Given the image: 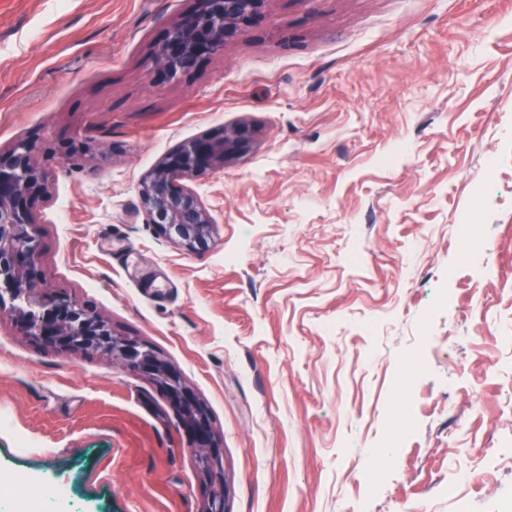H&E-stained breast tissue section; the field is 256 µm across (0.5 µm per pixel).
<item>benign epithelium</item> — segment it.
<instances>
[{"mask_svg":"<svg viewBox=\"0 0 512 512\" xmlns=\"http://www.w3.org/2000/svg\"><path fill=\"white\" fill-rule=\"evenodd\" d=\"M199 8L167 28L156 43L151 63L156 82L180 79L205 58L224 49L263 14L268 0H198ZM255 128L241 122L214 129L181 146L141 180L139 200L144 221L191 253L207 250L214 219L197 194L177 183L209 175L247 154ZM36 145L21 139L0 151V293L12 298L29 294L39 301L34 313H19L20 330L38 344L59 351L100 350L124 367L153 379L182 416L191 450L203 471L218 485L202 512H224L223 454L208 413L179 376L153 350L135 339L118 337L78 301L65 294L38 292L41 242L32 211L43 186Z\"/></svg>","mask_w":512,"mask_h":512,"instance_id":"7a95c632","label":"benign epithelium"}]
</instances>
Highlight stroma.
Listing matches in <instances>:
<instances>
[{"instance_id": "1", "label": "stroma", "mask_w": 512, "mask_h": 512, "mask_svg": "<svg viewBox=\"0 0 512 512\" xmlns=\"http://www.w3.org/2000/svg\"><path fill=\"white\" fill-rule=\"evenodd\" d=\"M198 0H0V148L36 142L43 285L159 351L206 407L224 512H512V0H269L179 80ZM187 252L139 183L219 127ZM485 249L468 260L461 237ZM0 494L19 512H201L149 378L0 304Z\"/></svg>"}]
</instances>
